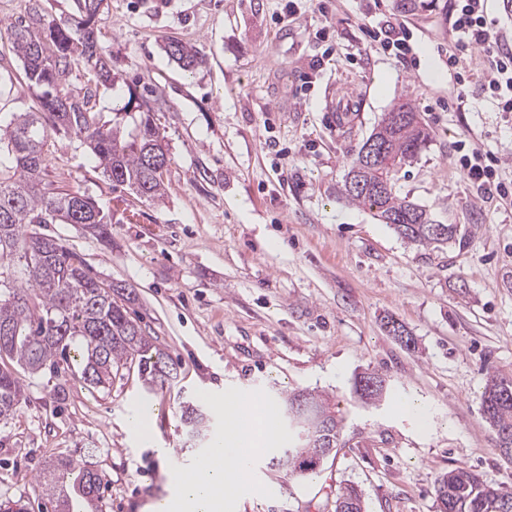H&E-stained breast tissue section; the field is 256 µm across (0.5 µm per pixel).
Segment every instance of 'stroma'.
<instances>
[{"instance_id": "obj_1", "label": "stroma", "mask_w": 512, "mask_h": 512, "mask_svg": "<svg viewBox=\"0 0 512 512\" xmlns=\"http://www.w3.org/2000/svg\"><path fill=\"white\" fill-rule=\"evenodd\" d=\"M296 10H289V3ZM77 17L76 0H0V118L27 112L35 93L12 50L10 26L33 9ZM405 20L415 64L367 44L366 25ZM111 55L101 112L147 100L171 157L162 200L112 183L74 134L51 137L45 188L65 186L111 219L109 242L76 224L45 232L80 256L104 286L130 293L129 315L174 364L173 386L148 393L137 371L92 389L67 370L23 375V398L0 422V502L51 512L37 480L60 456L103 471L104 512H146L166 495L165 464H193L183 402L227 386L264 394L328 395L343 416L337 448L303 481L255 461L239 512H335L357 486L367 512H436L435 485L459 466L512 488V463L482 413L486 374L512 375V200L477 195L456 163L459 144L501 157L512 179V113L470 87L461 108L448 69V0H104L94 20ZM178 40L205 65L186 71L163 52ZM431 133L398 174L401 196L460 225L465 247L418 246L344 196L350 161L401 96ZM394 318L412 337L390 335ZM381 375L379 404L356 391ZM426 404L427 430L400 411ZM156 411L149 438L128 411Z\"/></svg>"}]
</instances>
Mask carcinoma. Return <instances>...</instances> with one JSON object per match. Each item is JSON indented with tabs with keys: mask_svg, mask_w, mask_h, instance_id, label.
<instances>
[{
	"mask_svg": "<svg viewBox=\"0 0 512 512\" xmlns=\"http://www.w3.org/2000/svg\"><path fill=\"white\" fill-rule=\"evenodd\" d=\"M78 20L45 22L34 12L30 23L17 22L12 46L24 66L25 77L37 90V108L14 114L0 123V354L4 353L35 375L58 371L64 364L86 385L112 383L123 369L135 365L146 391L174 379L161 350L129 316L127 307L112 297V288L91 274L84 261L58 239L42 232V225L80 224L102 240L108 238L106 216L94 202L75 190L40 188L49 156L51 133L63 130L82 138L112 182L128 186L146 199L165 193L164 175L171 159L150 108L135 94L112 119L96 111L90 91L63 81L71 61L91 63L89 81L107 84L112 70L105 47L94 31V19L104 0H77ZM169 59L184 69L204 63L200 52L178 41L164 45ZM383 147L382 160L362 166V152L350 162L347 176L363 183L345 191L352 203L375 212L404 239L438 248L450 241L466 243L448 225L442 240L425 232L433 223L430 210L402 198L396 190L399 169L426 147L429 133L407 97L385 113L368 137ZM362 399L376 403L387 394L384 380L366 373L356 384ZM512 377L488 374L482 408L495 432L496 447L512 446ZM23 394V382L9 370H0V420L13 415ZM283 413L293 434L287 447L277 449L270 468L311 479L324 454L317 442L331 438L338 445L341 419L336 407L318 395L291 393L283 398ZM187 439L203 441L209 427L205 409L187 402L181 417ZM41 499L52 512H102L105 475L88 465L59 458L40 475ZM437 500L445 512H512V489L490 488L481 475L457 467L437 480Z\"/></svg>",
	"mask_w": 512,
	"mask_h": 512,
	"instance_id": "obj_1",
	"label": "carcinoma"
}]
</instances>
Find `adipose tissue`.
I'll return each instance as SVG.
<instances>
[{
    "mask_svg": "<svg viewBox=\"0 0 512 512\" xmlns=\"http://www.w3.org/2000/svg\"><path fill=\"white\" fill-rule=\"evenodd\" d=\"M213 406L224 418V432L199 461L164 468L167 512H237L255 482V454L279 436L276 408L261 393L228 389ZM243 448L248 456H240Z\"/></svg>",
    "mask_w": 512,
    "mask_h": 512,
    "instance_id": "1",
    "label": "adipose tissue"
}]
</instances>
